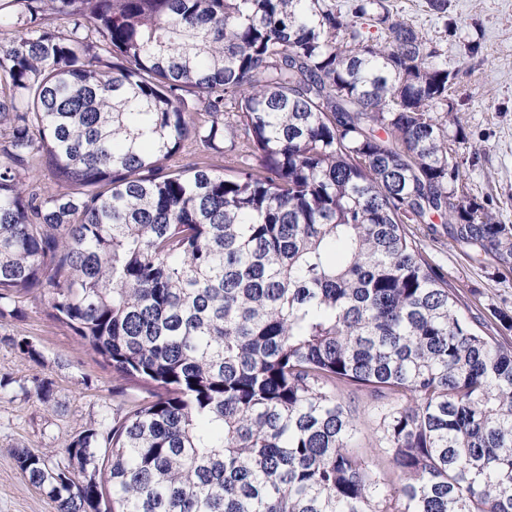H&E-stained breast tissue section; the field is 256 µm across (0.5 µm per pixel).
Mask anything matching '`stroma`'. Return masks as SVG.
<instances>
[{
  "instance_id": "1",
  "label": "stroma",
  "mask_w": 512,
  "mask_h": 512,
  "mask_svg": "<svg viewBox=\"0 0 512 512\" xmlns=\"http://www.w3.org/2000/svg\"><path fill=\"white\" fill-rule=\"evenodd\" d=\"M390 3L437 41L442 62L456 72L449 102L461 120L455 159L463 182L498 222L512 225V0H448L443 20L426 0ZM471 44L478 45V54H468ZM420 243L473 313L489 321L500 311L512 315V270L428 235ZM15 305L17 314L0 320V512H54L18 469L14 450H39L53 464L67 465L66 440L148 391L115 379L107 362L54 318L40 293L20 295ZM21 337L35 345L39 361L18 354L12 341ZM37 378L52 382L51 404L25 395Z\"/></svg>"
}]
</instances>
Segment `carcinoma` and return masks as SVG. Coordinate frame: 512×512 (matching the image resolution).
<instances>
[{
  "mask_svg": "<svg viewBox=\"0 0 512 512\" xmlns=\"http://www.w3.org/2000/svg\"><path fill=\"white\" fill-rule=\"evenodd\" d=\"M439 56L387 0H0V319L43 291L150 395L15 450L54 512H512V342L412 231L512 268ZM344 398L350 407L355 411L354 416L361 425L362 433L359 438V444L363 451L371 455L378 453L379 444L376 438L375 418H374V400L366 391H357L350 394L344 392ZM376 448V449H374Z\"/></svg>",
  "mask_w": 512,
  "mask_h": 512,
  "instance_id": "1",
  "label": "carcinoma"
}]
</instances>
